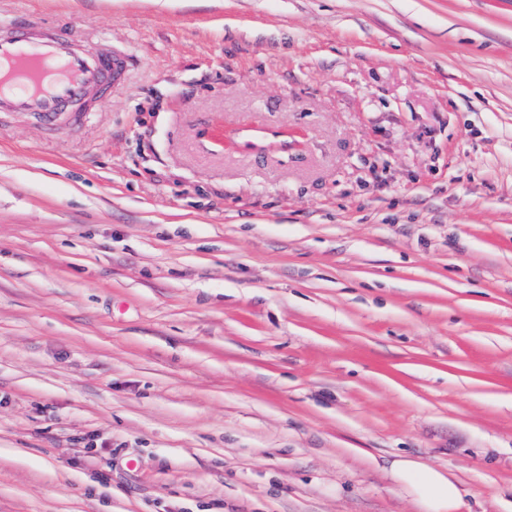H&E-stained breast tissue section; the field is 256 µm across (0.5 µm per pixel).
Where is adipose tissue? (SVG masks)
<instances>
[{"mask_svg":"<svg viewBox=\"0 0 512 512\" xmlns=\"http://www.w3.org/2000/svg\"><path fill=\"white\" fill-rule=\"evenodd\" d=\"M388 474L421 512H461L464 506L461 490L449 472L399 457L391 462Z\"/></svg>","mask_w":512,"mask_h":512,"instance_id":"ef3b65f1","label":"adipose tissue"}]
</instances>
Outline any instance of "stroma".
Listing matches in <instances>:
<instances>
[{
  "label": "stroma",
  "instance_id": "obj_1",
  "mask_svg": "<svg viewBox=\"0 0 512 512\" xmlns=\"http://www.w3.org/2000/svg\"><path fill=\"white\" fill-rule=\"evenodd\" d=\"M32 15L135 65L0 116V512H512V0ZM388 474L415 501L420 512H460L464 507L461 490L448 471L398 457L390 463Z\"/></svg>",
  "mask_w": 512,
  "mask_h": 512
}]
</instances>
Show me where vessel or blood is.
Here are the masks:
<instances>
[{"instance_id":"vessel-or-blood-1","label":"vessel or blood","mask_w":512,"mask_h":512,"mask_svg":"<svg viewBox=\"0 0 512 512\" xmlns=\"http://www.w3.org/2000/svg\"><path fill=\"white\" fill-rule=\"evenodd\" d=\"M128 57L105 50L82 53L69 40L37 37L32 26L0 32V112H24L54 129L64 111L98 91L107 102L128 73Z\"/></svg>"}]
</instances>
